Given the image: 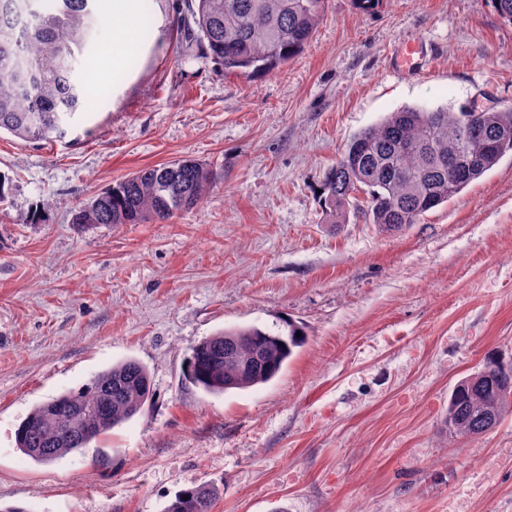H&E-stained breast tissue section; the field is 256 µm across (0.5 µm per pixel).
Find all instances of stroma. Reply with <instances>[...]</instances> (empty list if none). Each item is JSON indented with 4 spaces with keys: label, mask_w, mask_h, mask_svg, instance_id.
Instances as JSON below:
<instances>
[{
    "label": "stroma",
    "mask_w": 512,
    "mask_h": 512,
    "mask_svg": "<svg viewBox=\"0 0 512 512\" xmlns=\"http://www.w3.org/2000/svg\"><path fill=\"white\" fill-rule=\"evenodd\" d=\"M103 26L63 139L0 135V512H165L219 488L214 512H512V411L478 438L444 423L456 383L512 358V155L419 223L325 221L319 190L360 132L405 107L512 106V24L491 0H326L305 49L226 74L165 37L124 79ZM419 41L430 69L392 54ZM180 159L214 183L163 223L77 224L78 207ZM302 327L272 381L211 394L187 376L217 331ZM134 359L143 411L50 463L16 433L38 404ZM219 490L213 485H199L182 490L168 505L165 512H212ZM188 496V500H185Z\"/></svg>",
    "instance_id": "35a3bbf8"
}]
</instances>
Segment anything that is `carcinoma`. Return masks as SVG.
<instances>
[{
  "mask_svg": "<svg viewBox=\"0 0 512 512\" xmlns=\"http://www.w3.org/2000/svg\"><path fill=\"white\" fill-rule=\"evenodd\" d=\"M325 0H181L185 48H197L226 74L262 75L299 54L322 19ZM102 25L96 0H0V132L24 142L66 135L87 110L88 88L77 65ZM24 76H16L19 62ZM512 153V108H407L354 137L325 176L326 218H361L386 233L416 224ZM210 169L192 159L136 171L91 198L76 224L165 221L202 202ZM257 326L229 328L192 350L187 375L208 392L248 389L275 378L304 336ZM151 380L128 359L76 391L42 403L18 430V449L37 462L62 458L139 414ZM512 411V360L489 356L460 380L448 399L445 426L475 437ZM219 490H182L165 512H213Z\"/></svg>",
  "mask_w": 512,
  "mask_h": 512,
  "instance_id": "carcinoma-1",
  "label": "carcinoma"
}]
</instances>
